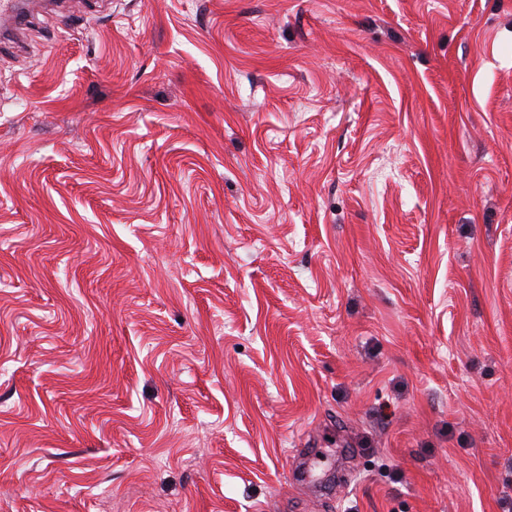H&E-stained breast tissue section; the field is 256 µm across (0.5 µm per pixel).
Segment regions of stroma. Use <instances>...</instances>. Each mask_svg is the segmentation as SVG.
I'll return each instance as SVG.
<instances>
[{
	"instance_id": "1",
	"label": "stroma",
	"mask_w": 512,
	"mask_h": 512,
	"mask_svg": "<svg viewBox=\"0 0 512 512\" xmlns=\"http://www.w3.org/2000/svg\"><path fill=\"white\" fill-rule=\"evenodd\" d=\"M26 26L0 512H512V0Z\"/></svg>"
}]
</instances>
